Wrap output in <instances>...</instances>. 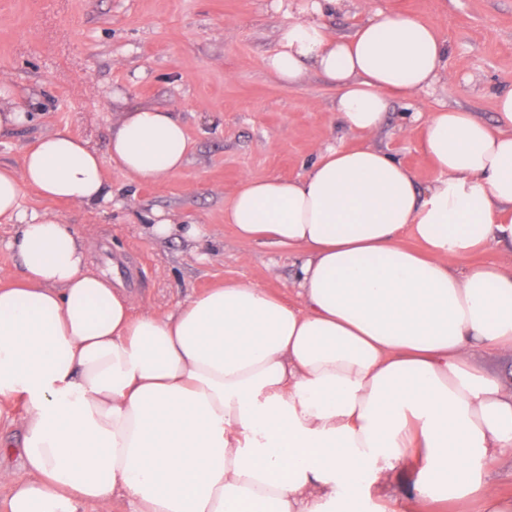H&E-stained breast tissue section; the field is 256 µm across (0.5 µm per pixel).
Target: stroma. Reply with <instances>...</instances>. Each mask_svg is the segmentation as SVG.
Here are the masks:
<instances>
[{"mask_svg":"<svg viewBox=\"0 0 512 512\" xmlns=\"http://www.w3.org/2000/svg\"><path fill=\"white\" fill-rule=\"evenodd\" d=\"M376 8L431 23L445 42L439 81L393 100L369 139L425 181L432 166L409 115L448 106L494 120L497 95L512 90V0H340L325 21L344 36ZM288 22L273 0H0V79L25 92L34 114L0 136L1 165H19L40 137L63 128L106 152L112 118L126 106L173 109L193 143L183 169L162 181L107 169L112 206L23 191L24 206L86 238L95 268L120 280L138 310L167 312L227 280L295 300L296 253L240 241L224 207L244 179L294 178L325 146L362 140L333 110L335 91L319 75L286 86L266 69ZM156 210L201 225L202 237L150 239L145 224Z\"/></svg>","mask_w":512,"mask_h":512,"instance_id":"obj_1","label":"stroma"}]
</instances>
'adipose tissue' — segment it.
Segmentation results:
<instances>
[{
    "label": "adipose tissue",
    "mask_w": 512,
    "mask_h": 512,
    "mask_svg": "<svg viewBox=\"0 0 512 512\" xmlns=\"http://www.w3.org/2000/svg\"><path fill=\"white\" fill-rule=\"evenodd\" d=\"M335 4L297 7L265 63L288 85L320 74L365 138L392 97L440 78L445 49L433 26L381 10L336 35ZM496 107L492 124L445 107L419 119L437 173L425 183L366 145L244 180L224 221L302 254L293 303L228 281L135 312L71 225L23 205L26 186L112 202L108 165L140 182L177 174L190 142L172 110L122 112L103 153L61 129L0 165V224L23 267L0 282V418L21 428L0 438V481L13 457L26 473L6 512H372L408 474L418 512L444 499L512 512L486 479L512 455V394L471 361L512 355V274L471 261L512 256V91Z\"/></svg>",
    "instance_id": "ef3b65f1"
}]
</instances>
